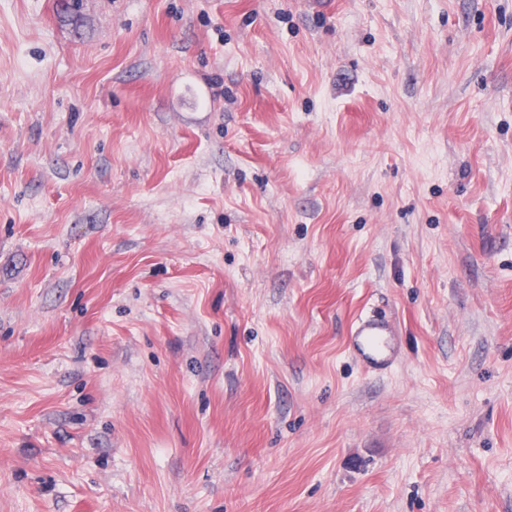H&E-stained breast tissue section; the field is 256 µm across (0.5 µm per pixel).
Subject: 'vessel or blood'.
Segmentation results:
<instances>
[{"mask_svg": "<svg viewBox=\"0 0 512 512\" xmlns=\"http://www.w3.org/2000/svg\"><path fill=\"white\" fill-rule=\"evenodd\" d=\"M350 344L371 372L390 367L400 349L393 323L383 317L365 313L360 314L351 327Z\"/></svg>", "mask_w": 512, "mask_h": 512, "instance_id": "vessel-or-blood-1", "label": "vessel or blood"}]
</instances>
